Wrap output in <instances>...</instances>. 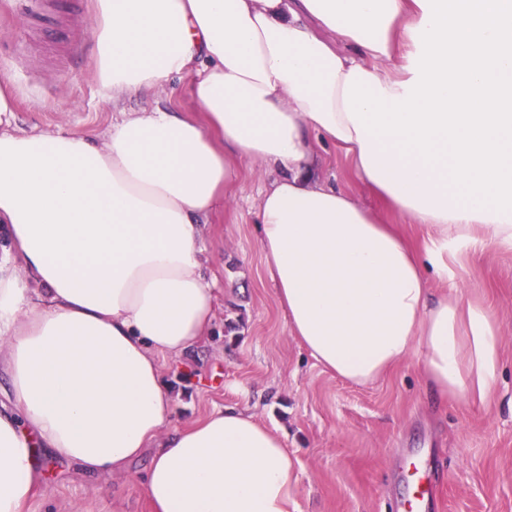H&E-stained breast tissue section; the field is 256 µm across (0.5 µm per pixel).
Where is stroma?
<instances>
[{"label": "stroma", "instance_id": "stroma-1", "mask_svg": "<svg viewBox=\"0 0 512 512\" xmlns=\"http://www.w3.org/2000/svg\"><path fill=\"white\" fill-rule=\"evenodd\" d=\"M54 14L33 16L27 0H0V81H10L20 132L62 129L105 134L123 112L173 107L195 117L188 78L112 102L96 76L90 40L95 0H60ZM319 152L323 175L414 243L423 224H403L356 177L336 146ZM272 173L242 167L224 205L203 228V264L216 280L214 322L196 349L169 358L162 376L178 429L213 409L234 406L283 435L298 483L289 512H392L413 493L407 458L435 462L436 512H512V251L490 248L456 266L464 297L486 301L502 321V361L484 404L444 399L417 357L369 386L320 366L292 336L265 267L256 224ZM151 452L116 473L89 474L39 450L44 478L25 512H151L141 479Z\"/></svg>", "mask_w": 512, "mask_h": 512}]
</instances>
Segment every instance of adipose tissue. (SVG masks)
<instances>
[{
  "mask_svg": "<svg viewBox=\"0 0 512 512\" xmlns=\"http://www.w3.org/2000/svg\"><path fill=\"white\" fill-rule=\"evenodd\" d=\"M98 78L112 100L193 74L202 112L155 108L105 138L0 128V512H24L35 451L117 472L153 449L152 512H288L283 438L213 410L171 429L161 362L214 318L201 226L240 166L275 178L258 243L291 331L358 386L418 356L433 387L485 403L501 320L463 298L452 258L512 250V0H97ZM343 150L407 242L326 181ZM446 284L437 294L431 282Z\"/></svg>",
  "mask_w": 512,
  "mask_h": 512,
  "instance_id": "adipose-tissue-1",
  "label": "adipose tissue"
}]
</instances>
